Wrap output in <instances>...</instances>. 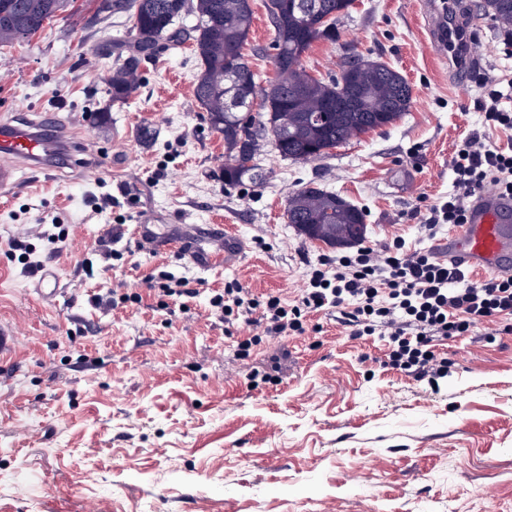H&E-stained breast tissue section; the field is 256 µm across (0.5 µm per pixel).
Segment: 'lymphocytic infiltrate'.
Returning a JSON list of instances; mask_svg holds the SVG:
<instances>
[{
    "label": "lymphocytic infiltrate",
    "mask_w": 512,
    "mask_h": 512,
    "mask_svg": "<svg viewBox=\"0 0 512 512\" xmlns=\"http://www.w3.org/2000/svg\"><path fill=\"white\" fill-rule=\"evenodd\" d=\"M479 85L476 111L484 113L488 127L512 131V109L502 104L498 80L486 76ZM451 167L455 190L426 208V230L465 223L470 203L485 183L512 197V142L503 146L491 142L485 131L471 130ZM210 304L228 324L252 316L266 336L305 334L308 314L334 307L351 336L386 337L389 364L417 379L448 366L433 349L434 337L461 336L495 319L504 321L505 333H512V275L475 280L466 268L438 259L433 250L406 248L398 238L380 248L362 246L322 259L294 302L277 295L258 299L238 285L214 294Z\"/></svg>",
    "instance_id": "1"
}]
</instances>
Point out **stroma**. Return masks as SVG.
I'll list each match as a JSON object with an SVG mask.
<instances>
[{
	"label": "stroma",
	"instance_id": "1",
	"mask_svg": "<svg viewBox=\"0 0 512 512\" xmlns=\"http://www.w3.org/2000/svg\"><path fill=\"white\" fill-rule=\"evenodd\" d=\"M95 6L73 0L44 32L0 44V115L50 112L91 142L0 192V512H512V334L498 324L437 341L448 374L420 380L387 365L381 337L350 336L336 310L311 314L304 335L260 338L242 320L225 333L209 305L233 282L296 300L311 267L336 256L286 221L289 193L310 183L365 210V245L447 242L418 207L447 197L452 155L485 128L472 109L482 74L512 82V32L486 0L457 5L472 44L463 80L433 49L422 0H354L307 70L328 78L352 54L387 62L410 85L409 111L320 160L264 146L269 178L245 189L224 185V139L194 97L190 47L143 65L132 97L112 102L99 52L131 22L92 23ZM273 39L255 0L245 53L265 81ZM100 110L106 124H90ZM104 192L117 203L95 212ZM46 216L63 232L53 244ZM138 224L153 225V249L139 248ZM230 235L244 252L227 266ZM28 257L57 272L56 301L36 294ZM163 272L197 296L160 306L147 280ZM113 293L127 302L108 304ZM255 369L267 378L253 387Z\"/></svg>",
	"mask_w": 512,
	"mask_h": 512
}]
</instances>
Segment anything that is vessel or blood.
<instances>
[{
    "instance_id": "vessel-or-blood-1",
    "label": "vessel or blood",
    "mask_w": 512,
    "mask_h": 512,
    "mask_svg": "<svg viewBox=\"0 0 512 512\" xmlns=\"http://www.w3.org/2000/svg\"><path fill=\"white\" fill-rule=\"evenodd\" d=\"M425 8L434 48L447 54L449 64H457L453 32L440 19L435 0H427ZM78 148L66 125L46 117L0 121V191L14 189L23 170L46 168L58 156L70 155ZM440 256L473 271L512 275V198L493 191L480 194L470 208L467 223L449 234Z\"/></svg>"
}]
</instances>
